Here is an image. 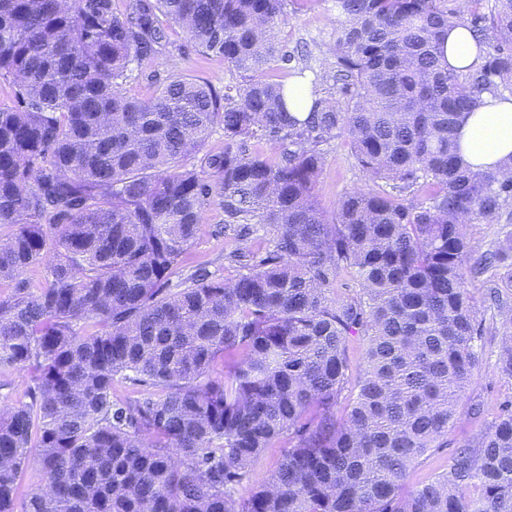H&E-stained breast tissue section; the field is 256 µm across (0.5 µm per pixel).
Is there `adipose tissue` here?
<instances>
[{
  "label": "adipose tissue",
  "instance_id": "1",
  "mask_svg": "<svg viewBox=\"0 0 512 512\" xmlns=\"http://www.w3.org/2000/svg\"><path fill=\"white\" fill-rule=\"evenodd\" d=\"M442 67L457 74L474 72L483 48L464 27L449 29L441 40ZM483 106L461 124L457 143L463 160L476 170L501 167L512 157V95L487 93Z\"/></svg>",
  "mask_w": 512,
  "mask_h": 512
}]
</instances>
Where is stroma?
Instances as JSON below:
<instances>
[{
  "label": "stroma",
  "mask_w": 512,
  "mask_h": 512,
  "mask_svg": "<svg viewBox=\"0 0 512 512\" xmlns=\"http://www.w3.org/2000/svg\"><path fill=\"white\" fill-rule=\"evenodd\" d=\"M287 11L288 23L283 27L281 37L294 60L291 69L271 72L274 79L284 82L291 78L292 68L305 64L318 66L328 54L334 30V15L328 0H309L304 8L292 2ZM169 36L173 44L170 57L135 71L125 86L128 95L148 96L154 82L164 80L172 73L205 81L219 91L239 82L238 73L225 64L222 56L199 52L179 28H171ZM363 182L364 175L348 147L339 140L332 142L316 186L317 200L322 209L326 213H334L342 194ZM235 246L233 232L224 228L222 206L212 204L204 215L195 241L179 259L171 278L172 285H180L200 269L208 270L217 277H234L235 271L228 268L225 256ZM499 281V273L491 271L466 282L477 302V319L485 328L484 336L477 343L481 363L471 376L456 418L448 430L447 447L432 449L413 465L404 480V491H413L422 483L447 472L456 448L471 442L481 429L494 421L501 405L512 400V377L500 374L497 369L506 328L497 310L485 300L488 288Z\"/></svg>",
  "instance_id": "stroma-1"
}]
</instances>
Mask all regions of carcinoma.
I'll return each instance as SVG.
<instances>
[{
    "mask_svg": "<svg viewBox=\"0 0 512 512\" xmlns=\"http://www.w3.org/2000/svg\"><path fill=\"white\" fill-rule=\"evenodd\" d=\"M287 2L0 0V80L15 87L0 104V281L14 283L0 367L31 380L0 412V512H15L30 464L44 484L25 512H512V408L450 472L403 491L479 363L464 272L502 269L512 288V230L482 253L466 234L512 210V174L471 169L457 145L483 93H512V0H330L331 56L295 70L312 95L303 119L268 76L293 59ZM173 25L241 82L220 94L174 73L127 95ZM450 26L484 46L475 72L439 65ZM217 124L224 149L184 165ZM255 138L273 153L249 152ZM335 140L365 183L329 218L315 187ZM216 199L240 226L225 256L238 274L167 288ZM48 256L33 291L22 275ZM344 271L358 287L334 300ZM487 299L511 329L508 296ZM498 367L512 377L511 335ZM118 378L136 396L113 398ZM277 441L278 469L253 479Z\"/></svg>",
    "mask_w": 512,
    "mask_h": 512,
    "instance_id": "obj_1",
    "label": "carcinoma"
}]
</instances>
